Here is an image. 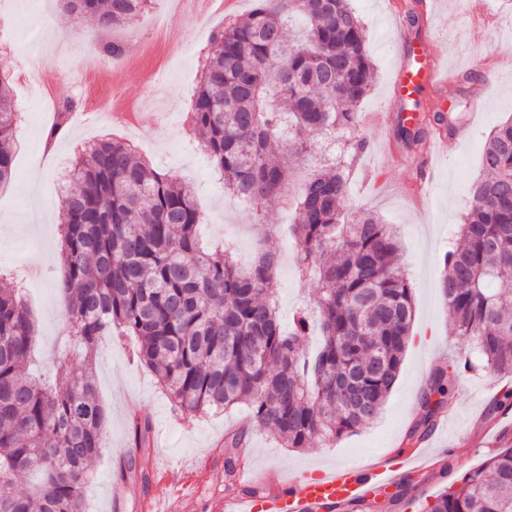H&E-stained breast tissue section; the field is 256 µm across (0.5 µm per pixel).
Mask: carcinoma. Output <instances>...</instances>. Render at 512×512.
<instances>
[{
    "instance_id": "cac0c4a2",
    "label": "carcinoma",
    "mask_w": 512,
    "mask_h": 512,
    "mask_svg": "<svg viewBox=\"0 0 512 512\" xmlns=\"http://www.w3.org/2000/svg\"><path fill=\"white\" fill-rule=\"evenodd\" d=\"M95 20L99 54L124 47L109 33L146 12L151 0H59ZM303 30L290 36L289 21ZM191 114L202 149L224 189L260 220L269 204H292L297 270L317 288L322 345L301 342L306 309L281 327L275 300L277 255L260 251L244 267L226 247L203 252L194 187L139 158L134 145L104 137L79 152L61 199L65 350L46 373L28 369L35 328L20 283L0 287V512H85L88 466L105 446L107 426L92 373L105 336H132L135 357L154 374L182 415L244 404L284 448L333 442L373 422L396 383L413 320L412 288L397 266V234L375 214L343 209L356 157L358 107L374 66L360 18L348 0H257L213 31ZM0 80V188L13 178L16 101ZM76 102L64 99L42 132L53 148L69 130ZM435 110L397 134L423 145ZM340 136L333 162L313 169L289 197L290 174L315 150L311 135ZM459 243L444 255L440 292L456 335L472 344L463 369L436 368L422 397L429 422L455 390L461 371L512 376V120L486 141L481 173L469 188ZM152 423L135 417L131 440L151 445ZM241 433L224 439V469L236 472ZM34 477L29 490L16 476ZM425 512H512V441Z\"/></svg>"
}]
</instances>
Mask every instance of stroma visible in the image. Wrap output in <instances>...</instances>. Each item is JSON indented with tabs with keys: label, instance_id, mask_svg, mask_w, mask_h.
Returning <instances> with one entry per match:
<instances>
[{
	"label": "stroma",
	"instance_id": "obj_1",
	"mask_svg": "<svg viewBox=\"0 0 512 512\" xmlns=\"http://www.w3.org/2000/svg\"><path fill=\"white\" fill-rule=\"evenodd\" d=\"M408 2L349 0L363 22L366 48L377 74L359 107L361 115L382 110L390 96L393 67L398 54L405 51L402 31L394 19L405 13ZM474 6L475 0H438L431 14L418 20L420 29L431 32V51L454 75L441 88L443 111L449 112L455 124L475 122L468 139L449 142L429 196H417V149L395 136L385 149L368 148L352 171L346 207L359 213L376 212L384 223L398 228V265L413 292L412 336L398 380L377 420L334 443L317 440L305 448L281 447L264 427L251 423L250 411L243 405L187 420L173 410L150 371L134 360L130 339L106 340L98 347L93 372L99 398L111 411L112 422L106 446L92 464L85 512H112L115 464L126 457L132 458L136 476L129 481L124 512H144L145 499L168 496L167 482L158 477L165 470L193 473L199 485V498L176 503L177 512H209L210 501L226 494L224 438L243 425L248 428L249 443L238 451L239 466L280 479L292 472L325 471L353 457L369 461L401 457L427 444L441 448L433 470L402 469L392 486L375 489L371 498L351 512H423L437 493L494 453L503 441L512 439V406L500 402L512 380L486 372L468 373L426 432L417 431L424 415L420 396L428 362L460 363L469 350L467 340L455 335L439 295L441 257L469 209V184L479 173L480 153L489 132L512 118V67L501 62L512 54V40L502 36L503 31L512 30V0H485L492 21L478 29L464 23ZM221 25L218 18L191 17L172 24L169 42L177 63L160 93L162 109H146L137 116L141 126L151 128L164 113L170 125L161 140L145 143L139 151L194 186L205 215L201 226L204 246L231 245L243 261L261 247L279 254V316L287 324L295 309L312 304L316 296L313 282L299 279L288 260L296 248L290 232L292 210L281 205L272 209L280 232L266 237L263 224L250 210L225 194L223 181L197 142L182 138L176 126L178 116L188 111L199 80L200 35ZM30 31L41 34L33 61L49 68L67 67L95 51L100 40L89 18L64 12L57 0H0V43L25 41ZM475 60L484 61L485 70L475 83L462 84V74L470 72ZM479 97L485 107L474 118L470 112ZM28 106L31 125L18 133L15 142L17 178L10 191L0 195V270L28 283L26 299L37 329L33 364L41 367L61 351L63 298L55 283L62 278L64 267L59 256L62 194L57 176L69 164L73 149L67 139L45 149L41 121L45 107L34 99ZM135 415L149 418L161 431L149 448L138 450L131 445L129 427Z\"/></svg>",
	"mask_w": 512,
	"mask_h": 512
}]
</instances>
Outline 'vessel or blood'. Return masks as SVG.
I'll return each mask as SVG.
<instances>
[{
    "mask_svg": "<svg viewBox=\"0 0 512 512\" xmlns=\"http://www.w3.org/2000/svg\"><path fill=\"white\" fill-rule=\"evenodd\" d=\"M409 48L395 66L391 78V99L388 111L375 115V135L386 138L391 132L393 115L405 123L416 122L420 111H431L434 95L445 79L428 42L421 36L408 41ZM446 141L429 142L423 153V169L416 180L419 192H426L436 167V158L443 153ZM396 466L388 460L373 464L335 466L317 477L299 473L278 483L276 489L245 497L227 496L215 501L214 512H332L364 498L372 486L391 485Z\"/></svg>",
    "mask_w": 512,
    "mask_h": 512,
    "instance_id": "b4317fda",
    "label": "vessel or blood"
}]
</instances>
